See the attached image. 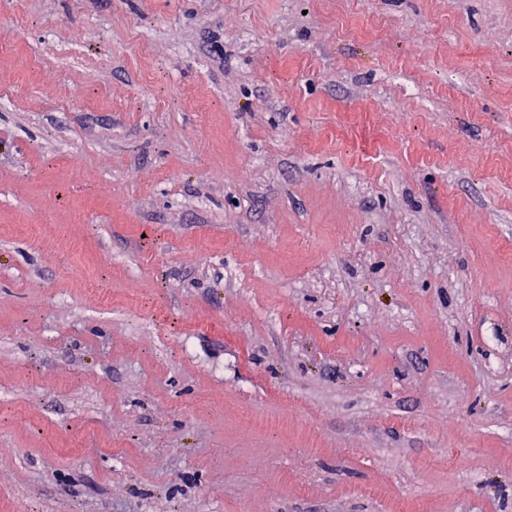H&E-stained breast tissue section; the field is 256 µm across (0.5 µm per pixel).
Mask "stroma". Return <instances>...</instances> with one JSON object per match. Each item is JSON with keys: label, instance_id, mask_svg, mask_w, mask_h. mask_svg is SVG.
<instances>
[{"label": "stroma", "instance_id": "obj_1", "mask_svg": "<svg viewBox=\"0 0 512 512\" xmlns=\"http://www.w3.org/2000/svg\"><path fill=\"white\" fill-rule=\"evenodd\" d=\"M0 512H512V0H0Z\"/></svg>", "mask_w": 512, "mask_h": 512}]
</instances>
